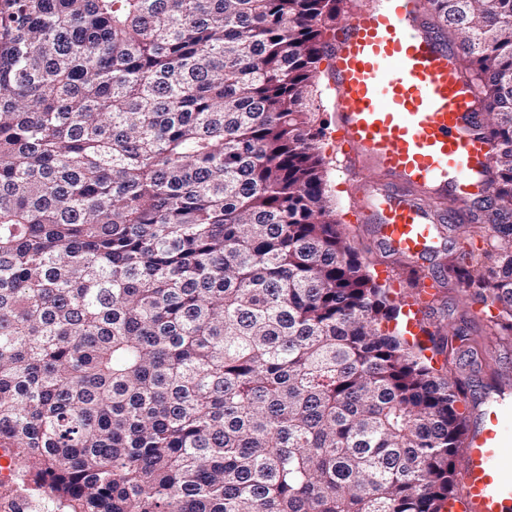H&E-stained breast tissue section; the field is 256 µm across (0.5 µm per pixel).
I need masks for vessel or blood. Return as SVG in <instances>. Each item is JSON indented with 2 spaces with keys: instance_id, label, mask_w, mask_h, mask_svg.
Instances as JSON below:
<instances>
[{
  "instance_id": "vessel-or-blood-1",
  "label": "vessel or blood",
  "mask_w": 512,
  "mask_h": 512,
  "mask_svg": "<svg viewBox=\"0 0 512 512\" xmlns=\"http://www.w3.org/2000/svg\"><path fill=\"white\" fill-rule=\"evenodd\" d=\"M332 85L338 148L357 177L353 216L381 247L419 262L437 251L438 205L489 193L493 152L479 90L434 30L427 0L351 4L336 34ZM512 395L488 397L464 448L448 512H512Z\"/></svg>"
}]
</instances>
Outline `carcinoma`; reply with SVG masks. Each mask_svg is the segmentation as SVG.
<instances>
[{
  "label": "carcinoma",
  "mask_w": 512,
  "mask_h": 512,
  "mask_svg": "<svg viewBox=\"0 0 512 512\" xmlns=\"http://www.w3.org/2000/svg\"><path fill=\"white\" fill-rule=\"evenodd\" d=\"M492 193L448 276L512 336V0H427ZM343 0H0V447L45 512H441L464 387L329 209ZM432 356L427 357L425 350Z\"/></svg>",
  "instance_id": "obj_1"
}]
</instances>
